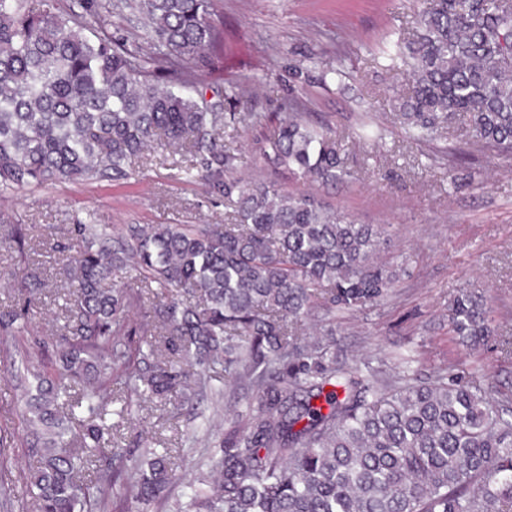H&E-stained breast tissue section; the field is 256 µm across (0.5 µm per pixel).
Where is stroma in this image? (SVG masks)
Masks as SVG:
<instances>
[{
  "mask_svg": "<svg viewBox=\"0 0 512 512\" xmlns=\"http://www.w3.org/2000/svg\"><path fill=\"white\" fill-rule=\"evenodd\" d=\"M224 19V47L190 74L224 113H253L240 125L237 175L312 193L360 223L382 226L379 257L400 267L388 300L352 311L315 308L308 338L327 337L337 361L379 372L386 379L428 381L446 375L480 387L512 408V157L493 163H449L445 148L463 144L464 124L440 129L435 141L406 147L399 117L407 77L386 57L420 0H215ZM298 101L309 119L341 137L353 180L324 187L276 170L262 154L273 117ZM382 128V144L363 148V126ZM93 213L115 231L131 224H216L224 198L201 177L184 178L179 165L155 161L129 183L63 182L0 195V225L28 224L26 253L41 278L54 279L64 259L49 250L51 233ZM482 296L492 334L484 346L462 343L449 323L455 295ZM222 396H207L201 417L175 402L143 403L115 433L121 447L140 454L147 438L172 448L182 498L194 472L189 462L219 447L236 411L254 392L228 386L214 373Z\"/></svg>",
  "mask_w": 512,
  "mask_h": 512,
  "instance_id": "35a3bbf8",
  "label": "stroma"
}]
</instances>
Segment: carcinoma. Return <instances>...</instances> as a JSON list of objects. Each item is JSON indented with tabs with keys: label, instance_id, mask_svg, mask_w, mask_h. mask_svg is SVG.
<instances>
[{
	"label": "carcinoma",
	"instance_id": "carcinoma-1",
	"mask_svg": "<svg viewBox=\"0 0 512 512\" xmlns=\"http://www.w3.org/2000/svg\"><path fill=\"white\" fill-rule=\"evenodd\" d=\"M149 34L141 53L113 40L112 13ZM391 60L411 84L405 137L432 140L441 116L467 119L471 156H512V0H423ZM224 42L214 0H0V191L131 178L159 149L187 158L230 211L222 224L76 223L63 266L68 298L53 336L21 343L43 282H17L25 308L0 311V352L22 405V432L0 427V451L24 448L27 470L0 465V487H23L20 508L104 512L109 492L167 501L171 457L146 448L131 470L104 441L131 416L112 386L194 407L213 390L207 368L256 391L224 433L222 457L197 462L171 512H512V420L475 387L445 376L385 383L336 364L320 340L301 342L317 306L354 310L394 293L399 272L378 260L382 230L309 194L245 181L233 148L245 113L223 121L186 74ZM263 155L325 185L349 176L341 142L294 105ZM27 227L0 243L24 254ZM136 308L141 321L130 319ZM450 324L478 345L492 333L482 300L460 292ZM183 361L197 370L179 374ZM332 390L324 392L325 387ZM323 398L317 405L314 400Z\"/></svg>",
	"mask_w": 512,
	"mask_h": 512
}]
</instances>
